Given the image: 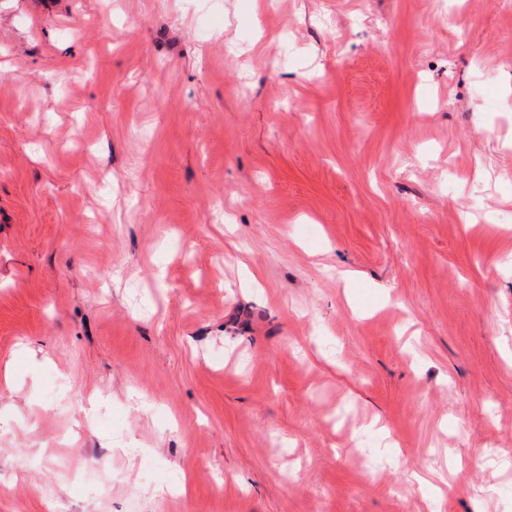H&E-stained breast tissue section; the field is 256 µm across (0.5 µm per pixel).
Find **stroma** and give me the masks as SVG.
<instances>
[{
	"label": "stroma",
	"instance_id": "35a3bbf8",
	"mask_svg": "<svg viewBox=\"0 0 512 512\" xmlns=\"http://www.w3.org/2000/svg\"><path fill=\"white\" fill-rule=\"evenodd\" d=\"M47 489L512 512V8L0 0V512Z\"/></svg>",
	"mask_w": 512,
	"mask_h": 512
}]
</instances>
